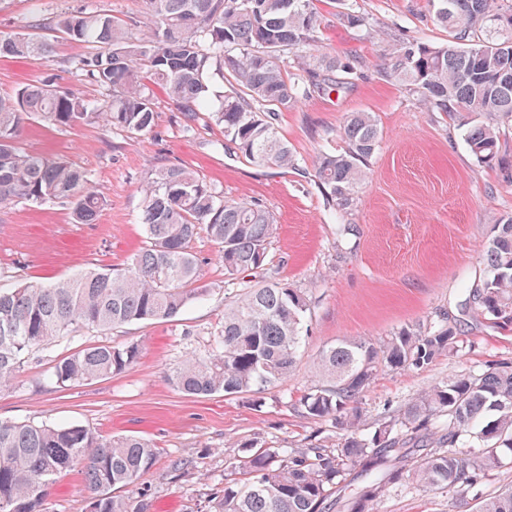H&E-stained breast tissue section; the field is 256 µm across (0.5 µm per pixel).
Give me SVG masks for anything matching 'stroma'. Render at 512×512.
Returning a JSON list of instances; mask_svg holds the SVG:
<instances>
[{"mask_svg": "<svg viewBox=\"0 0 512 512\" xmlns=\"http://www.w3.org/2000/svg\"><path fill=\"white\" fill-rule=\"evenodd\" d=\"M322 19L323 50L350 63L337 71L335 90L310 88L281 111L278 131L295 155L288 168L259 166L226 137L210 113L185 121L163 92L154 96L156 125L132 135L101 125L58 129L28 120L18 139L22 152L58 157L88 171L105 204L89 224L72 223L67 207L17 203L0 208V284L24 276L31 284L66 278L81 269L126 267L144 245L143 188L161 167L186 166L229 202L262 205L275 218L266 270L251 280H282L306 291L310 310L292 378L257 397L187 396L168 381L187 356H208L224 323V306L237 290L225 281L216 246L199 233L192 247L211 291L176 317L82 332L26 355L10 384L0 387V420L79 424L109 438L150 439L154 466L124 488L147 512H209L211 493L243 443L265 448H332L341 432L330 423L303 418L297 398L317 380V357L343 338L384 339L400 328L447 315L459 328V351L424 371L379 372L362 397L366 430L386 413L403 409L433 382L452 373L512 360V326L494 325L476 310L462 311L482 272L481 247L494 224L512 216V118H495L508 166L487 165L469 153L455 117L431 112L379 71L396 41L443 44L448 29L433 19L432 0H314ZM352 7L359 28L338 23ZM102 10L143 33L152 21L143 0H0V35L28 31L34 17L65 8ZM84 44L56 41L43 59L0 58V97L21 86L52 79L87 103L99 87L71 62ZM353 112L371 113L380 143L369 159L352 204L338 209L330 189L315 176L321 152L340 145ZM351 234L339 237L336 227ZM139 343L129 370L70 387H57L56 362L89 345ZM512 485V464L491 472L478 491L424 488L408 480L389 485L379 512H476L478 495ZM47 512H90L80 467L54 484Z\"/></svg>", "mask_w": 512, "mask_h": 512, "instance_id": "stroma-1", "label": "stroma"}]
</instances>
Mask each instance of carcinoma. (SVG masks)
I'll return each instance as SVG.
<instances>
[{
	"instance_id": "1",
	"label": "carcinoma",
	"mask_w": 512,
	"mask_h": 512,
	"mask_svg": "<svg viewBox=\"0 0 512 512\" xmlns=\"http://www.w3.org/2000/svg\"><path fill=\"white\" fill-rule=\"evenodd\" d=\"M150 33L106 13L65 10L52 30L90 51L73 62L103 90L94 106L49 80L26 84L0 99V207L17 202L63 203L74 223H91L104 197L90 174L60 158L26 154L17 139L26 119L55 128L101 124L131 134L152 131V86L165 90L188 121L209 112L252 162L294 164L276 128L278 111L309 91L306 83L333 84L344 67L334 56H315L321 19L313 0H144ZM436 20L453 33L442 45L401 41L382 72L406 86L431 110L459 119L470 153L481 163L499 160L498 128L489 116L512 117V5L497 0H436ZM50 43L36 33L0 36V55L38 60ZM306 78L284 75V53ZM228 68L239 91L218 106L206 99L204 80ZM264 106L258 110L254 104ZM344 147L319 156L317 178L336 205L353 202L362 165L379 146L368 112L349 115ZM143 246L123 269L78 272L49 284L17 280L0 287V385L24 355L83 330L105 331L132 322L165 320L210 292L192 250L199 231L217 246L237 300L224 306L217 348L189 357L168 380L182 393L208 396L262 394L294 375L308 295L278 281L260 286L239 280L267 265L274 218L264 207L234 203L187 167H162L145 189ZM483 274L468 303L498 325L512 324V216L494 226L483 247ZM456 328L443 317L405 327L382 342L338 339L319 354L317 384L297 404L304 418L329 421L343 431L336 447H242L229 462L224 489L211 494L210 512H325L336 497L342 512H378L387 486L405 478L434 488H473L512 457V362L452 374L434 382L405 408L362 432L360 397L383 368L422 371L457 351ZM141 346L79 350L58 362L59 387L120 374L140 358ZM156 460L152 442L138 436L103 438L78 425L0 421V512H46L56 477L83 464L92 512H144L116 495ZM362 479L356 496H335L347 478ZM478 512H512V487L488 494Z\"/></svg>"
}]
</instances>
